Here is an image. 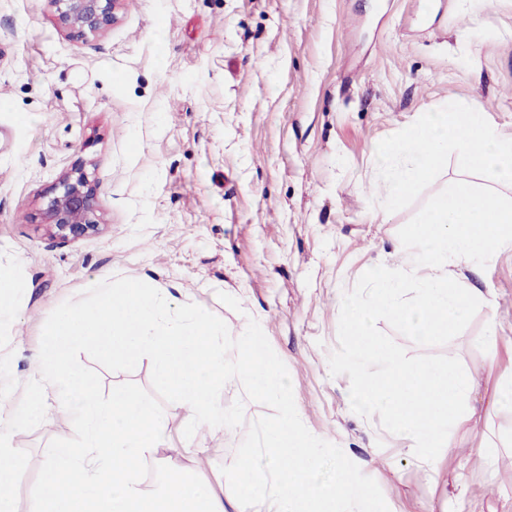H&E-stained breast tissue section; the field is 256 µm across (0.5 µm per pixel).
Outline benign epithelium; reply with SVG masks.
Here are the masks:
<instances>
[{
    "label": "benign epithelium",
    "instance_id": "obj_1",
    "mask_svg": "<svg viewBox=\"0 0 512 512\" xmlns=\"http://www.w3.org/2000/svg\"><path fill=\"white\" fill-rule=\"evenodd\" d=\"M60 25L71 35L101 34L112 28L127 0H49ZM97 188L82 169L64 173L53 188L42 215L46 231L55 237L80 239L99 230Z\"/></svg>",
    "mask_w": 512,
    "mask_h": 512
}]
</instances>
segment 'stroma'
<instances>
[{
  "label": "stroma",
  "mask_w": 512,
  "mask_h": 512,
  "mask_svg": "<svg viewBox=\"0 0 512 512\" xmlns=\"http://www.w3.org/2000/svg\"><path fill=\"white\" fill-rule=\"evenodd\" d=\"M457 101L512 136V0H133L107 32L69 36L50 0H0V261L22 264L27 307L10 327L18 406L44 323L62 302L124 276L192 297L230 333L256 320L288 368L315 436L381 488L389 512H512V432L491 403L512 367V251L463 270L483 300L451 342L410 355L457 357L474 382L454 445L434 469L378 416L355 414L348 376L331 375L344 293L369 268H398L399 229L419 204L385 213L372 153L423 113ZM31 119L19 123V114ZM85 168L100 232L49 236L41 210L65 171ZM497 339L483 342L488 318ZM243 400L244 426L198 430L203 476L233 461L269 407ZM74 435L50 418L17 432L34 483L46 448Z\"/></svg>",
  "instance_id": "35a3bbf8"
}]
</instances>
